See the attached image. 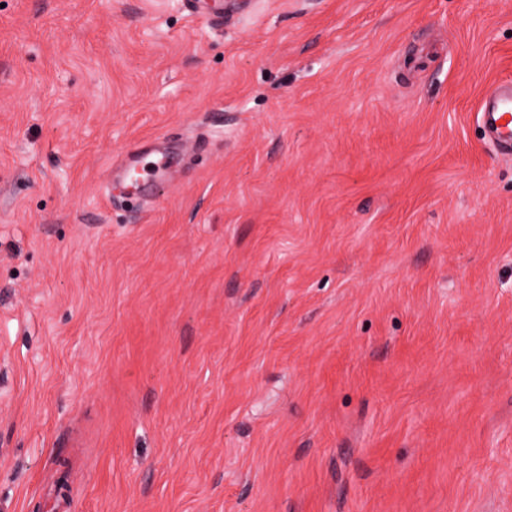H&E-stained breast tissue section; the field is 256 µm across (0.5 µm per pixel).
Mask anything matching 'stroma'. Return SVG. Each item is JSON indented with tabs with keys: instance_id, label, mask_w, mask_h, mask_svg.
I'll use <instances>...</instances> for the list:
<instances>
[{
	"instance_id": "stroma-1",
	"label": "stroma",
	"mask_w": 512,
	"mask_h": 512,
	"mask_svg": "<svg viewBox=\"0 0 512 512\" xmlns=\"http://www.w3.org/2000/svg\"><path fill=\"white\" fill-rule=\"evenodd\" d=\"M201 4L0 0V512H512V0ZM479 111L497 148L503 153L512 150V83L498 84L483 99Z\"/></svg>"
}]
</instances>
